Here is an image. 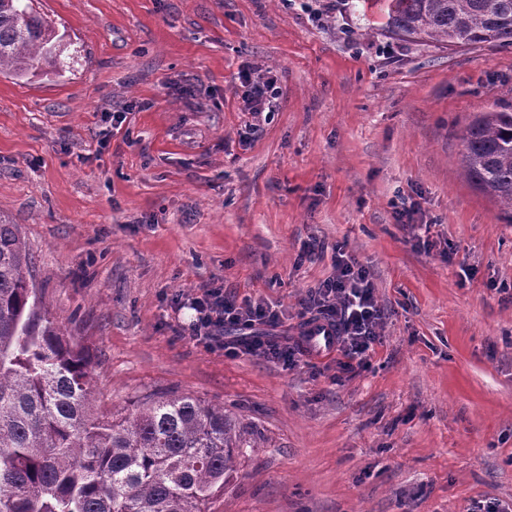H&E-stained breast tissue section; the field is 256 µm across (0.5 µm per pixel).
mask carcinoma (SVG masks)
Returning a JSON list of instances; mask_svg holds the SVG:
<instances>
[{
	"instance_id": "obj_1",
	"label": "carcinoma",
	"mask_w": 512,
	"mask_h": 512,
	"mask_svg": "<svg viewBox=\"0 0 512 512\" xmlns=\"http://www.w3.org/2000/svg\"><path fill=\"white\" fill-rule=\"evenodd\" d=\"M388 31L512 45V0H390ZM67 49L33 0H0V74L58 75ZM463 176L512 216V102L476 113ZM20 225L0 216V512H208L255 430L189 395L95 405L90 356L65 336L30 274Z\"/></svg>"
}]
</instances>
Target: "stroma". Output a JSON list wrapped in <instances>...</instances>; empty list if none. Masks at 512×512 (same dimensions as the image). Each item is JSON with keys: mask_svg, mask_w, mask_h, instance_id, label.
I'll return each mask as SVG.
<instances>
[{"mask_svg": "<svg viewBox=\"0 0 512 512\" xmlns=\"http://www.w3.org/2000/svg\"><path fill=\"white\" fill-rule=\"evenodd\" d=\"M387 0H34L62 77L0 75V215L96 365V403L177 392L260 432L209 512L512 508V224L462 175L471 113L512 101V46L383 30ZM274 79L251 137L239 74ZM418 211L396 223L394 203ZM367 265L369 366L283 367L198 343L192 297L281 311ZM455 252L445 263L443 249Z\"/></svg>", "mask_w": 512, "mask_h": 512, "instance_id": "stroma-1", "label": "stroma"}]
</instances>
